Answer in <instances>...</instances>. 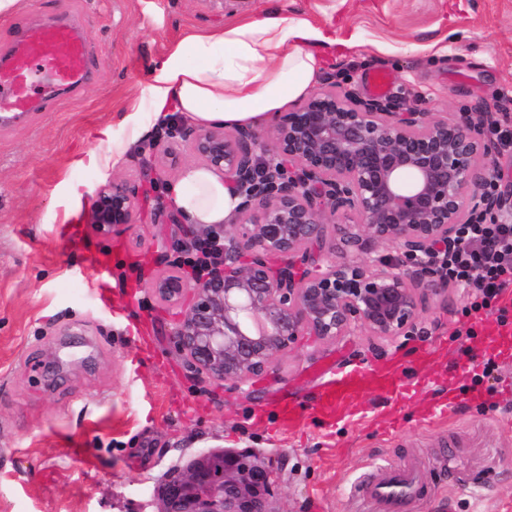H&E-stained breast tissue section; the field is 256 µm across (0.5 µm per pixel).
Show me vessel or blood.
Returning <instances> with one entry per match:
<instances>
[{"instance_id":"vessel-or-blood-1","label":"vessel or blood","mask_w":512,"mask_h":512,"mask_svg":"<svg viewBox=\"0 0 512 512\" xmlns=\"http://www.w3.org/2000/svg\"><path fill=\"white\" fill-rule=\"evenodd\" d=\"M90 39L71 24L50 19L33 27L0 63V100L12 111L25 112L59 90L81 84L89 73ZM376 385L391 400H399L408 385L400 373L377 374L356 367L342 372L309 401L323 412L344 418L353 401L368 385ZM366 493L383 512H405L406 505L421 494V480L405 469L388 470L376 482L365 484Z\"/></svg>"}]
</instances>
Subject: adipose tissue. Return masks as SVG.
<instances>
[{
  "label": "adipose tissue",
  "instance_id": "ef3b65f1",
  "mask_svg": "<svg viewBox=\"0 0 512 512\" xmlns=\"http://www.w3.org/2000/svg\"><path fill=\"white\" fill-rule=\"evenodd\" d=\"M357 37L338 36L299 16H262L207 33L188 35L152 68L144 91L148 110L130 104L123 119L128 139L99 138L86 158L108 168L137 143L149 126L170 113L201 129L259 128L319 81L324 61L317 47H359ZM186 223H230L240 202L221 174L199 165L182 169L168 189Z\"/></svg>",
  "mask_w": 512,
  "mask_h": 512
}]
</instances>
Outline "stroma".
I'll list each match as a JSON object with an SVG mask.
<instances>
[{
  "label": "stroma",
  "mask_w": 512,
  "mask_h": 512,
  "mask_svg": "<svg viewBox=\"0 0 512 512\" xmlns=\"http://www.w3.org/2000/svg\"><path fill=\"white\" fill-rule=\"evenodd\" d=\"M273 13L358 33L360 47L326 52L322 82L366 96L369 72L384 69L389 96L452 120L497 99L499 125L512 129V0H26L0 17V54L28 26L72 21L91 37L94 71L0 128V512H155L174 469L224 449L272 463L276 512H379L355 485L404 467L424 486L407 512H512V355L493 356L497 314L472 310L471 289L428 302L408 337L299 336L237 389L190 373L171 336L178 313L151 287L154 258L173 253L187 224L101 235L62 222L66 210L88 213L114 179L167 201L194 161H159L179 116L114 167L72 160L102 128L127 136V107L148 108L151 67L187 35ZM100 262L108 274L89 280ZM490 357L495 379L474 384ZM349 363L399 368L415 384L398 402L366 387L349 422L310 409L295 425L282 420L280 395L309 396L327 367ZM446 395L457 406L442 417Z\"/></svg>",
  "instance_id": "stroma-1"
}]
</instances>
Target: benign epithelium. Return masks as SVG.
<instances>
[{
	"label": "benign epithelium",
	"mask_w": 512,
	"mask_h": 512,
	"mask_svg": "<svg viewBox=\"0 0 512 512\" xmlns=\"http://www.w3.org/2000/svg\"><path fill=\"white\" fill-rule=\"evenodd\" d=\"M496 124L490 106L450 121L404 99L323 87L267 129L174 127L170 135L241 198L231 223L189 235L223 238L224 263L189 281L164 259L152 283L173 305L191 294L172 336L192 372L239 387L303 334L414 333L422 305L448 295L435 254L456 245L460 225L512 212V194L488 188L486 132ZM146 201L129 181L103 185L90 225L125 231ZM338 215L354 221L338 224ZM276 479L252 453L226 451L216 468L197 458L171 473L156 512H275Z\"/></svg>",
	"instance_id": "1"
}]
</instances>
